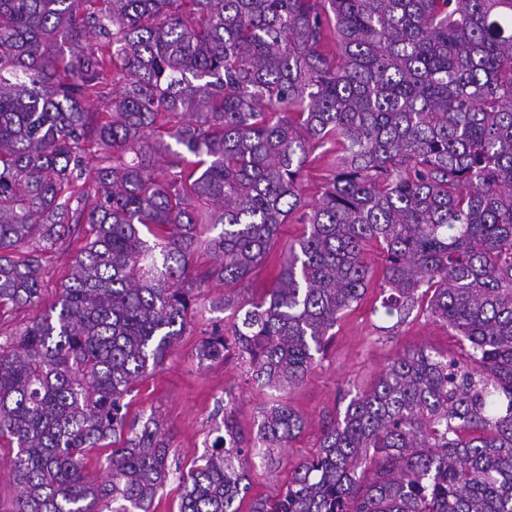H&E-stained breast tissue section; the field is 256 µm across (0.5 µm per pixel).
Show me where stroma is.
I'll return each instance as SVG.
<instances>
[{
    "label": "stroma",
    "instance_id": "stroma-1",
    "mask_svg": "<svg viewBox=\"0 0 512 512\" xmlns=\"http://www.w3.org/2000/svg\"><path fill=\"white\" fill-rule=\"evenodd\" d=\"M337 146L317 148L309 156L300 184L305 201L315 202L326 178L336 166ZM296 218L281 225L273 248L249 279L232 285L210 281L195 305L189 323L177 345L154 372L135 385L129 397L128 416L139 421L156 417L169 444L170 473L156 495L151 512H178L181 488L179 470L188 469L205 451L203 442L221 422L218 412L225 400H232L236 417L244 430H252L263 408L286 403L305 419L302 432L285 451L286 464L266 466L255 462L249 470V500L272 497L288 482L297 464L317 451L326 421L344 412L349 397L369 390L381 369L395 355L413 346L463 359L469 344L448 327L413 310L403 322L380 312L383 298L380 277H373L364 298L338 321L335 336L325 354L317 356L305 380L292 388L275 389L248 382L246 368L234 352L220 361L199 360L196 349L214 326L231 329V311L220 307V298L235 301L263 295L276 282L280 260L289 243L301 236ZM83 244L70 245L48 253L43 263L39 307L22 306L0 317V342L23 328L38 309L55 303L69 272L71 259Z\"/></svg>",
    "mask_w": 512,
    "mask_h": 512
}]
</instances>
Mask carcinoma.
<instances>
[{
	"mask_svg": "<svg viewBox=\"0 0 512 512\" xmlns=\"http://www.w3.org/2000/svg\"><path fill=\"white\" fill-rule=\"evenodd\" d=\"M330 142L308 205L300 171ZM293 213L275 286L222 302L243 317L199 359L233 349L248 379L297 385L367 290L371 242L385 315L424 288L470 351L399 353L253 512H512V0H0V316L86 234L57 302L0 344L15 512H150L168 446L125 398L194 290L246 280ZM201 245L218 264L191 278ZM304 426L281 403L246 432L225 403L179 512H241L252 460ZM107 447L99 482L85 460ZM339 149V146L328 143L310 154L300 179L305 201L313 203L321 196L326 178L336 167V155L339 154ZM327 150L328 152H325Z\"/></svg>",
	"mask_w": 512,
	"mask_h": 512,
	"instance_id": "cac0c4a2",
	"label": "carcinoma"
}]
</instances>
